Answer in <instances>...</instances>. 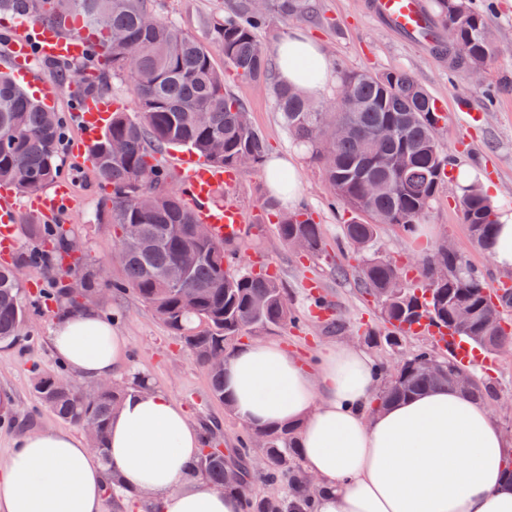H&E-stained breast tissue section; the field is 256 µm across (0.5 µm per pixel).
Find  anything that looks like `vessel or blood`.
I'll return each instance as SVG.
<instances>
[{
  "mask_svg": "<svg viewBox=\"0 0 512 512\" xmlns=\"http://www.w3.org/2000/svg\"><path fill=\"white\" fill-rule=\"evenodd\" d=\"M369 10L380 22L396 33L419 45H432L436 38L435 22L422 0H370ZM10 52L6 66L15 68L19 78L33 82L45 99L56 98L59 87L50 81L35 82L36 59H50L82 64L93 55L91 40L81 20H74L68 28L53 24L29 25L16 23L10 30ZM77 106L71 114L79 132L78 140L71 144L74 153H82L85 143L94 140L109 121L117 104L110 94L85 96L75 91ZM178 172L183 186V197L197 217L213 228L215 240H234L243 232L246 222L244 211L233 201L218 205L213 201L216 187L229 184L234 176L223 168L211 165L193 154L179 157ZM67 183L58 181L48 186L31 202L33 208L50 215H64L69 201ZM22 210L12 196L0 197V250H14L18 244L16 229Z\"/></svg>",
  "mask_w": 512,
  "mask_h": 512,
  "instance_id": "obj_1",
  "label": "vessel or blood"
}]
</instances>
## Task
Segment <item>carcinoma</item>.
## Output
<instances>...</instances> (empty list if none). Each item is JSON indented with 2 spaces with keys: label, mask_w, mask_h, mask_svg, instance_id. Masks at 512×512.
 <instances>
[{
  "label": "carcinoma",
  "mask_w": 512,
  "mask_h": 512,
  "mask_svg": "<svg viewBox=\"0 0 512 512\" xmlns=\"http://www.w3.org/2000/svg\"><path fill=\"white\" fill-rule=\"evenodd\" d=\"M307 0H266L258 8L253 0H229L227 10L207 21L209 39L224 54V62L246 79L268 80L272 59L258 37L279 15L285 19L308 12ZM0 13L33 18L40 22L62 21L81 14L98 36L105 77L121 76L131 83L138 116L121 109L89 149L98 181L111 188L96 210V220L115 231L113 257L120 263L123 290L133 291L157 317L185 343L195 360L208 372L213 395L224 405L231 398L224 391V372L209 368L208 361L226 356V347L257 328L288 325L294 319L288 297L268 271H239L226 265L232 245L210 238H191L200 223L185 207L182 195L168 187L169 175L156 152L171 145L186 147L205 161L238 173L243 161L258 170L264 163L266 142L253 127L243 104L227 94L224 72L207 47L172 22L158 17L150 0H0ZM436 22L448 29L444 53L456 70L484 68L491 38L484 15L467 0H435ZM280 119L302 145L311 148L322 166L335 197L358 215L371 221L353 220L343 225V238L363 253L361 284L366 293L381 295L383 321L396 330L385 342L399 347L413 326L426 321L438 333L451 331L465 342L496 351L512 343L505 329L497 328L500 309L512 307V292L494 305L487 298L484 278L464 260L451 261L454 273L448 287L432 286L430 268L422 266L419 280L398 282L402 269L371 253L381 224H396L412 233L435 198L450 164L438 132L444 117L429 91L405 71L382 74L347 71L339 92L354 95L358 108L341 112L323 109L286 83L273 84ZM395 127L384 139L379 133ZM63 126L58 113L44 107L19 85L0 73V184L35 194L58 178V144ZM122 146L112 154V142ZM156 196L152 208L140 207L143 193ZM461 215L473 240L489 249L497 234V216L490 199L477 187L466 190ZM140 235L133 238L127 226ZM33 233L53 244L59 258L67 255V230L63 225ZM277 236L285 243L300 238L314 252L322 249L321 225L304 209L277 215ZM190 260L185 287L167 288L165 274L177 261ZM33 261L22 254L15 264H0V344L20 336L27 318L21 280L16 268ZM472 309L467 331L452 321L456 306ZM445 364L447 374L428 376L420 367L425 356ZM460 363L427 348L402 361L383 378L375 407L418 392L448 385L478 401L493 396L487 384L456 381ZM60 376L42 374L34 380L40 403L59 419L77 425L84 420L98 427L96 448L106 455L112 414L129 391L113 386L88 394L74 386L58 385ZM266 438L263 462L256 472L246 467L228 468L224 452L205 439L195 472L226 493H242L249 482L278 484L288 477L286 496L267 495L248 499L249 512H310L312 496L306 490L311 477L302 470L285 472L289 453L299 452L297 429L291 426L251 429Z\"/></svg>",
  "instance_id": "obj_1"
}]
</instances>
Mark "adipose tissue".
<instances>
[{
	"label": "adipose tissue",
	"mask_w": 512,
	"mask_h": 512,
	"mask_svg": "<svg viewBox=\"0 0 512 512\" xmlns=\"http://www.w3.org/2000/svg\"><path fill=\"white\" fill-rule=\"evenodd\" d=\"M274 56L279 79L305 95L330 77L321 45L304 32L280 40ZM50 343L85 380L123 372L126 339L96 310L62 313ZM378 379L359 348L327 349L313 373L277 342L243 343L224 361L238 417L256 428L298 426L304 469L325 488L313 512H512V442L482 403L440 387L374 411ZM200 450L198 429L176 401L132 392L112 417L107 462L69 430L20 439L0 464V512H102L113 469L162 512H244L242 498L191 476Z\"/></svg>",
	"instance_id": "adipose-tissue-1"
}]
</instances>
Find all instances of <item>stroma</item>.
<instances>
[{"instance_id":"1","label":"stroma","mask_w":512,"mask_h":512,"mask_svg":"<svg viewBox=\"0 0 512 512\" xmlns=\"http://www.w3.org/2000/svg\"><path fill=\"white\" fill-rule=\"evenodd\" d=\"M225 0H152L156 13L193 35L208 39L207 20L223 13ZM309 18H274L259 36L268 46L299 30L317 40L333 69L325 88L315 95L317 104H335L339 76L345 71L382 73L401 70L423 84L445 115L440 141L452 158L435 199L421 220L417 233L394 224L378 229L372 251L397 265L417 270L443 244L453 243L473 268L481 271L489 290L506 280L487 251L472 239L463 224L459 202L462 192L456 182L459 167H466L478 187L488 190L498 203L512 208V0H471L482 12L491 32L492 52L481 78L450 70L447 58L393 33L365 8V0H313ZM225 89L247 108L253 125L265 137L270 153L292 158L301 171V189L296 208L307 209L320 224L323 249L306 255L296 252L275 233V222L259 219L272 198L264 171H244L225 196L233 198L249 218V231L237 244L243 268H264L275 273L297 323L279 329H259L255 341L280 342L308 367H315L320 352L337 345L367 350L378 366L394 369L400 359L424 347L431 337L408 336L401 347L384 342L389 331L373 296L360 284L361 263L352 245L342 243V228L350 213L335 199L318 163L284 127L276 98L269 84L227 75ZM76 134L65 126L59 148L60 176L72 188L64 225L82 247L70 266L56 263L27 264L22 270L24 304L28 316L15 343L0 345V463L16 442L31 432L64 428V421L36 400L32 382L35 373L63 372L52 353L50 329L60 307L51 290L56 281L72 274L107 265L92 308L100 310L125 336L126 360L132 377H140L178 402L199 429L211 430L223 448L230 466L254 469L262 463L258 448L242 451L246 431L232 410L215 399L206 371L175 336L131 291L113 292L122 281L120 264L111 258L114 233L111 225L97 222L95 213L106 189L92 166L77 162L70 153ZM473 375L491 382L495 398L488 407L500 426L512 424V348L482 353L471 366Z\"/></svg>"}]
</instances>
